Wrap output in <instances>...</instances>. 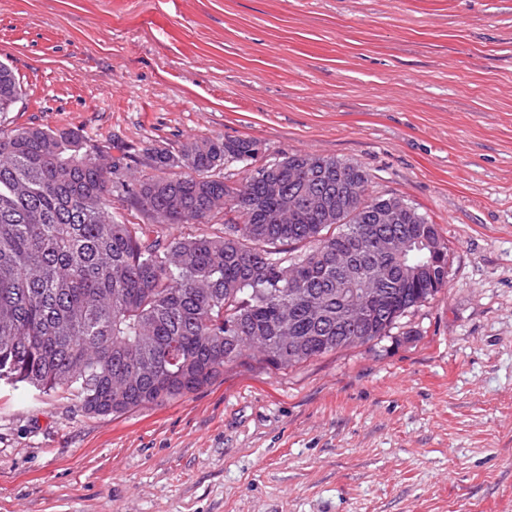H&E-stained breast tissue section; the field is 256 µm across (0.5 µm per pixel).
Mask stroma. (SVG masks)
<instances>
[{
    "instance_id": "stroma-1",
    "label": "stroma",
    "mask_w": 512,
    "mask_h": 512,
    "mask_svg": "<svg viewBox=\"0 0 512 512\" xmlns=\"http://www.w3.org/2000/svg\"><path fill=\"white\" fill-rule=\"evenodd\" d=\"M0 61L2 129L129 184L203 138L347 160L449 271L389 336L166 405L0 386V512H512V0H0ZM22 95V88L8 65L0 62V113L11 112Z\"/></svg>"
}]
</instances>
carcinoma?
Returning <instances> with one entry per match:
<instances>
[{
  "label": "carcinoma",
  "instance_id": "carcinoma-1",
  "mask_svg": "<svg viewBox=\"0 0 512 512\" xmlns=\"http://www.w3.org/2000/svg\"><path fill=\"white\" fill-rule=\"evenodd\" d=\"M21 95L0 62V113ZM258 154L252 140L197 139L122 185L165 226L224 216L218 233L173 237L112 215L116 165L78 132L0 128V382L66 392L90 415L162 406L249 350L286 370L386 336L448 287L438 225L370 194L360 165L316 153L259 165ZM236 166L249 173L229 184L220 171ZM390 210L409 248L336 272V250ZM362 278L379 280L380 315L351 324L338 311Z\"/></svg>",
  "mask_w": 512,
  "mask_h": 512
}]
</instances>
